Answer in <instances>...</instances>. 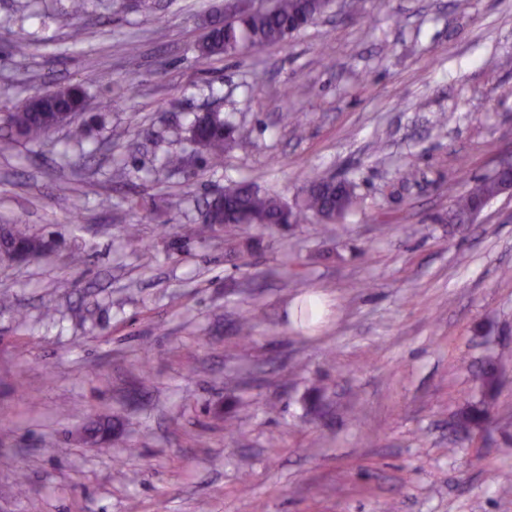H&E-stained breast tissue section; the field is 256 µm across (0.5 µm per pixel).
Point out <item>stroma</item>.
Segmentation results:
<instances>
[{
	"instance_id": "35a3bbf8",
	"label": "stroma",
	"mask_w": 512,
	"mask_h": 512,
	"mask_svg": "<svg viewBox=\"0 0 512 512\" xmlns=\"http://www.w3.org/2000/svg\"><path fill=\"white\" fill-rule=\"evenodd\" d=\"M69 5L0 0V111L92 70L104 117L79 145L0 128V224L53 242L0 261V512H512V193L448 221L512 162V0H338L208 61L224 0ZM212 110L243 132L219 166L188 140ZM319 177L356 185L342 226L196 232L224 187ZM510 166L509 163L500 166L496 175L477 180L466 194L455 198L452 208V218L457 224L470 223L474 205L477 200H488L497 197L500 184L497 174L509 170L511 168Z\"/></svg>"
}]
</instances>
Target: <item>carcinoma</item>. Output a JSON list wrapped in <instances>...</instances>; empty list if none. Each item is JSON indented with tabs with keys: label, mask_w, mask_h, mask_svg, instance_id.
<instances>
[{
	"label": "carcinoma",
	"mask_w": 512,
	"mask_h": 512,
	"mask_svg": "<svg viewBox=\"0 0 512 512\" xmlns=\"http://www.w3.org/2000/svg\"><path fill=\"white\" fill-rule=\"evenodd\" d=\"M332 0H275L269 9L254 12H231L224 20L210 25L197 44L201 59L218 58L240 51L259 53L278 44L324 14ZM85 83L70 84L57 90V95L41 101L28 99L12 111L4 113L3 123L10 133L28 141H38L57 128L59 113L74 118L84 111ZM204 152L212 165L222 163L224 151L241 138L240 128L213 114L203 132ZM499 178L496 175L479 179L470 190L455 198L452 218L458 224L470 223L476 201L497 197ZM357 201L355 186L350 181L320 178L312 181L302 196L292 204L277 196L260 195L245 185L228 187L206 203L204 223L231 225L235 215L248 212L260 224H304L316 217L325 224L340 223ZM24 223L20 216L11 224L0 225V254L9 257L13 247L22 246L31 256L45 252L46 239L18 228ZM489 415L488 404L466 405L459 413L466 423L478 429Z\"/></svg>",
	"instance_id": "carcinoma-1"
}]
</instances>
